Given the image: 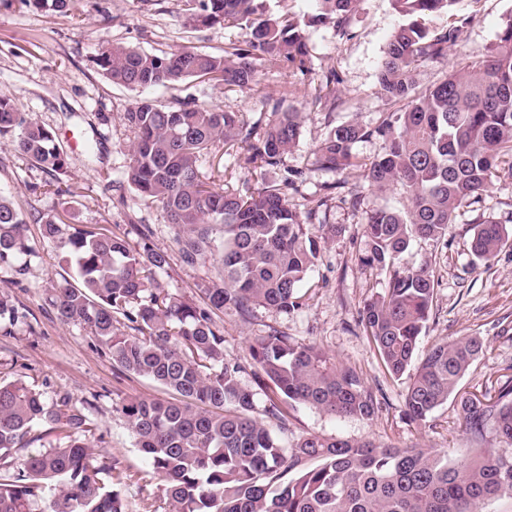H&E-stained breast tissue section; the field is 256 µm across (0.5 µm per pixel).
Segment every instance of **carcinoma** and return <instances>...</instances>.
Instances as JSON below:
<instances>
[{"label":"carcinoma","mask_w":512,"mask_h":512,"mask_svg":"<svg viewBox=\"0 0 512 512\" xmlns=\"http://www.w3.org/2000/svg\"><path fill=\"white\" fill-rule=\"evenodd\" d=\"M188 18L202 26L248 31L224 54L195 50L146 53L112 43L96 62L111 83L130 91L173 88L185 81L252 89L267 63H309L307 29L330 24L343 35L360 0H315L316 13L299 19L268 13L264 0H183ZM402 18L381 61L377 93L390 105L373 128L357 121L332 126L313 152L319 170L336 173L358 164L380 191L398 185L404 211L367 214L361 264L387 277L368 299L359 326L394 379L409 374L405 414L421 423L448 400L457 406L472 447L463 458L401 449L371 441L308 435L287 446V408L304 404L338 418L371 420L380 401L360 377L314 344L273 330L248 348L247 363L224 359V333L215 317H248L271 308L291 313L304 305L302 283L317 260L314 233L339 232L318 221V209L290 205L286 157L299 144L301 113L280 99L265 127L249 126L236 112L192 98L173 106L137 98L123 119L134 132L125 172L129 188L166 214L183 262L213 255L221 233L218 276L203 284L197 304L165 291L156 275L170 265L149 230L136 227L138 247L126 237L83 228L64 232L65 215L40 213L43 239L75 269L77 283L52 287L58 319L87 331L121 370L162 387L164 399H129L115 405L140 452L161 481L143 512H478L499 498L512 499V379L484 403L463 394L460 380L485 349L478 336L432 347L419 363V337L429 319L435 273L428 264H401L416 239L448 245L456 211L479 202L495 180L512 178V15L484 51H461L440 81L422 87L427 62L448 58L459 26L426 25L440 14L456 16L464 0H392ZM25 7L68 9L69 0H20ZM374 135L385 142L370 160L354 152ZM57 182L67 156L55 133L20 111L16 97L0 93V137ZM235 152L244 171H283L242 195L226 180L206 181L201 166L218 148ZM27 220L0 191V268L20 269L34 253ZM470 253L488 263L512 246V227L488 217L471 228ZM18 307L0 296V335L12 334ZM134 334L120 328L121 321ZM255 368L254 386L241 380ZM267 397L265 418L255 396ZM56 444L22 456L0 474V512H128L119 490L106 483L94 452V422L85 406L64 396L48 403L21 381L0 384V459L32 443ZM494 440L497 448L480 444Z\"/></svg>","instance_id":"carcinoma-1"}]
</instances>
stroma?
I'll return each instance as SVG.
<instances>
[{"label": "stroma", "instance_id": "stroma-1", "mask_svg": "<svg viewBox=\"0 0 512 512\" xmlns=\"http://www.w3.org/2000/svg\"><path fill=\"white\" fill-rule=\"evenodd\" d=\"M465 14L459 42L463 49L481 51L496 41L512 15V0H480ZM399 21L391 0H361L346 36H338L330 26L310 29L311 62L306 70L268 65L259 85L250 90L194 81L174 89H150L146 96L164 104L191 96L239 113L249 125H265L274 103L284 96L302 114L300 142L286 163L303 176L288 198L301 212L319 208L339 232L319 246L304 284L306 303L301 310L287 314L260 308L248 319L224 314V357L245 361L250 342L276 329L336 356L372 390L382 391L384 400L369 421L334 418L294 405L289 410V442L310 434L374 440L441 452L453 460L466 446L455 404L441 406L424 424L409 422L404 414L407 379L386 374L359 324L364 302L385 286L384 274L357 260L366 213L400 209L406 200L399 189L371 188L361 168L335 174L313 165V150L328 126L356 120L373 127L388 111L377 93L378 73ZM244 38V31L237 28L195 25L184 14L181 0H73L64 15L22 10L16 0H0V92L14 94L20 111L57 132L69 166L61 193H54L45 186L47 174L1 139L0 191L10 195L24 215L54 209L66 213L68 223L99 233L122 235L131 225H149L155 246L172 256L167 270L157 276L159 284L197 299L201 284L220 260L213 256L193 266L183 264L164 212L130 191L124 172L133 134L123 114L136 94L105 79L95 58L102 45L112 42L154 54L186 48L220 55L229 42ZM332 73L339 78L333 110L316 100ZM90 143L95 146L91 153L86 150ZM339 180L361 188L360 208L344 201L343 190L335 186ZM487 216H512V178L496 181L479 203L461 208L447 245L436 248L416 240L402 256L408 267L430 264L438 279L430 318L419 339L420 352L463 336L484 340L483 356L460 383L461 391L479 397L501 376L512 377V251H502L486 265L473 263L470 254L469 228ZM27 235L35 254L25 274L0 270V294L10 296L27 315L12 335H0V383L20 380L42 392L48 402L66 395L87 407L96 425L99 464L125 475L121 491L128 508L142 512L143 503L156 498L160 481L137 448L128 422L112 404L126 397L161 398L165 392L146 378L117 370L86 331L57 319L50 303L51 285L74 279L75 273L59 264L55 245L42 239L38 224H29Z\"/></svg>", "mask_w": 512, "mask_h": 512}]
</instances>
